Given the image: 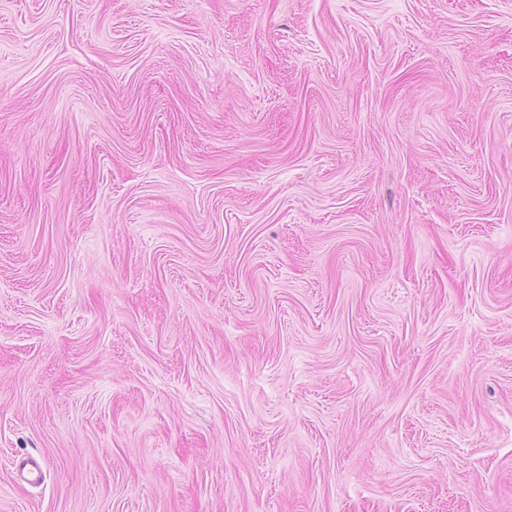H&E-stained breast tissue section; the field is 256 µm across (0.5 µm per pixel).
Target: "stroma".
Instances as JSON below:
<instances>
[{"instance_id":"35a3bbf8","label":"stroma","mask_w":512,"mask_h":512,"mask_svg":"<svg viewBox=\"0 0 512 512\" xmlns=\"http://www.w3.org/2000/svg\"><path fill=\"white\" fill-rule=\"evenodd\" d=\"M0 512H512V0H0Z\"/></svg>"}]
</instances>
